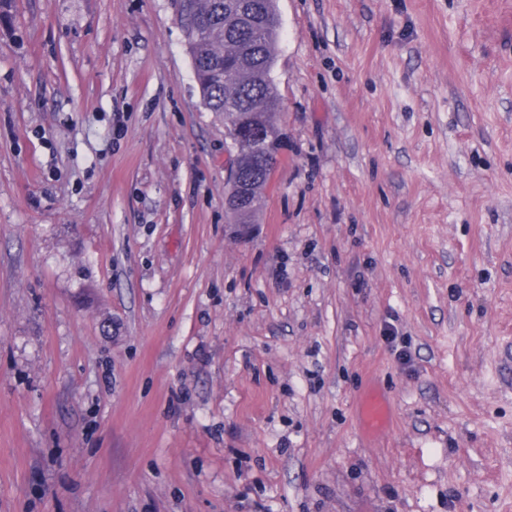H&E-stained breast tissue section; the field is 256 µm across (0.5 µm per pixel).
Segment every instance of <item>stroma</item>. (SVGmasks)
I'll return each instance as SVG.
<instances>
[{
    "label": "stroma",
    "instance_id": "1",
    "mask_svg": "<svg viewBox=\"0 0 512 512\" xmlns=\"http://www.w3.org/2000/svg\"><path fill=\"white\" fill-rule=\"evenodd\" d=\"M278 9L237 239L178 0H0V512H512V0ZM361 418L370 431H380L386 426L388 407L380 394L372 392L364 398L361 403Z\"/></svg>",
    "mask_w": 512,
    "mask_h": 512
}]
</instances>
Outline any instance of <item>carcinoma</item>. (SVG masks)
Returning a JSON list of instances; mask_svg holds the SVG:
<instances>
[{"mask_svg":"<svg viewBox=\"0 0 512 512\" xmlns=\"http://www.w3.org/2000/svg\"><path fill=\"white\" fill-rule=\"evenodd\" d=\"M182 12L192 72L205 106L225 112L233 104L242 112H274L280 98L272 77L281 38L276 0H241L242 11H231L227 0H185ZM235 44L247 73L224 85V67L237 57L224 55V39Z\"/></svg>","mask_w":512,"mask_h":512,"instance_id":"1","label":"carcinoma"}]
</instances>
